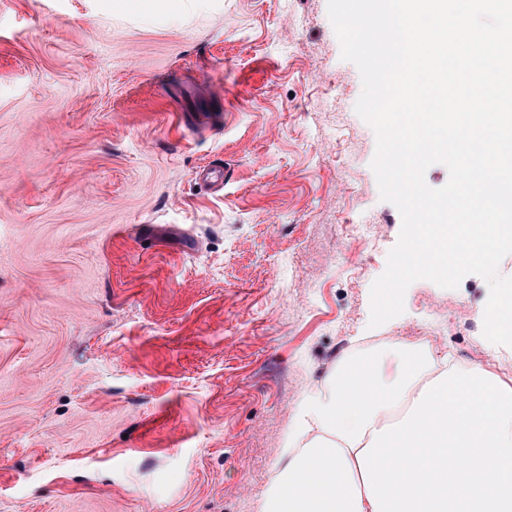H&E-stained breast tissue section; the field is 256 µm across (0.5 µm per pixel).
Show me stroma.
<instances>
[{
  "label": "stroma",
  "mask_w": 512,
  "mask_h": 512,
  "mask_svg": "<svg viewBox=\"0 0 512 512\" xmlns=\"http://www.w3.org/2000/svg\"><path fill=\"white\" fill-rule=\"evenodd\" d=\"M361 91L327 0H0V512H257L371 339L512 379L480 276L370 327L402 218Z\"/></svg>",
  "instance_id": "1"
}]
</instances>
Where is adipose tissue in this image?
Here are the masks:
<instances>
[{
    "mask_svg": "<svg viewBox=\"0 0 512 512\" xmlns=\"http://www.w3.org/2000/svg\"><path fill=\"white\" fill-rule=\"evenodd\" d=\"M342 361L306 402L259 512H512V381L416 348Z\"/></svg>",
    "mask_w": 512,
    "mask_h": 512,
    "instance_id": "ef3b65f1",
    "label": "adipose tissue"
}]
</instances>
